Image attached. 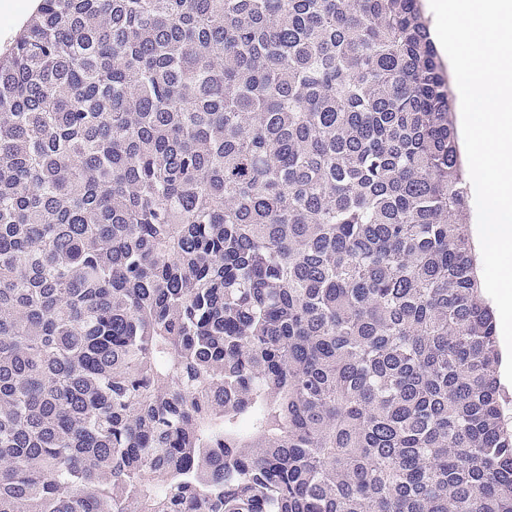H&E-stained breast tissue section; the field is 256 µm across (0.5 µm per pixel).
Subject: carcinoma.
<instances>
[{
	"label": "carcinoma",
	"mask_w": 512,
	"mask_h": 512,
	"mask_svg": "<svg viewBox=\"0 0 512 512\" xmlns=\"http://www.w3.org/2000/svg\"><path fill=\"white\" fill-rule=\"evenodd\" d=\"M419 0H39L0 51V512H512Z\"/></svg>",
	"instance_id": "carcinoma-1"
}]
</instances>
